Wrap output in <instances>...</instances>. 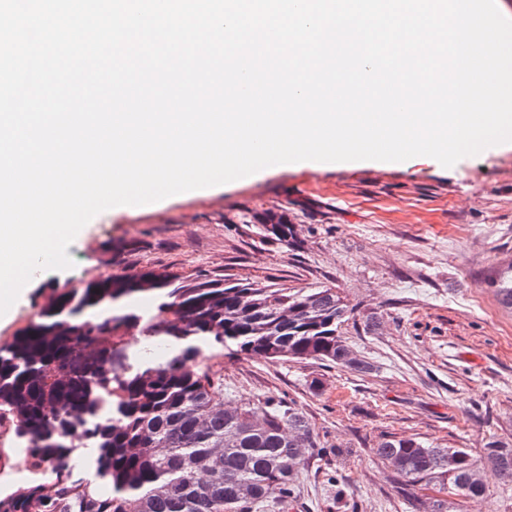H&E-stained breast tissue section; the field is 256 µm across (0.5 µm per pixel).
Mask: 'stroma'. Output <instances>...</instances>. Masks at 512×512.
<instances>
[{
    "mask_svg": "<svg viewBox=\"0 0 512 512\" xmlns=\"http://www.w3.org/2000/svg\"><path fill=\"white\" fill-rule=\"evenodd\" d=\"M270 214L287 220L293 246L266 236ZM67 253L74 267L37 272L0 318V344L94 269L224 274L344 299L341 334L368 372L232 349L203 360L224 381L225 405L294 404L316 437L290 497L259 512H424L433 486L397 487L376 454L384 438L477 454L492 440L512 444V308L494 285L512 264V142L450 168L420 156L275 165L106 210ZM451 512H512V485L486 473L484 494Z\"/></svg>",
    "mask_w": 512,
    "mask_h": 512,
    "instance_id": "1",
    "label": "stroma"
}]
</instances>
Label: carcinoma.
I'll return each mask as SVG.
<instances>
[{"label":"carcinoma","mask_w":512,"mask_h":512,"mask_svg":"<svg viewBox=\"0 0 512 512\" xmlns=\"http://www.w3.org/2000/svg\"><path fill=\"white\" fill-rule=\"evenodd\" d=\"M136 295L154 299L153 313L87 316ZM348 313L332 288L293 292L153 269L56 295L0 346V422L13 427L34 475L25 491L0 493V512H253L273 495L288 498L295 442L316 447L308 420L291 403L224 408L221 379L197 360L235 346L271 362L344 366ZM131 325L149 346L193 344L159 361L131 349ZM376 454L395 483L446 494L433 512H448L450 496L485 491L469 448L392 436ZM485 465L512 483V447L488 443Z\"/></svg>","instance_id":"1"}]
</instances>
